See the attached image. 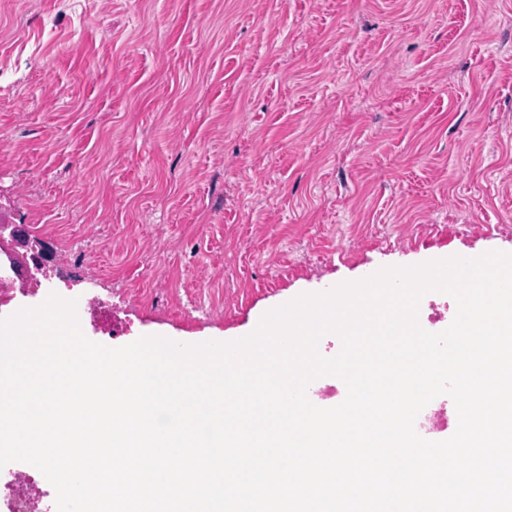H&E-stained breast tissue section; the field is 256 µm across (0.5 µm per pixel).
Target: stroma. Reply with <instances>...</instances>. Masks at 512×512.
I'll use <instances>...</instances> for the list:
<instances>
[{"label": "stroma", "mask_w": 512, "mask_h": 512, "mask_svg": "<svg viewBox=\"0 0 512 512\" xmlns=\"http://www.w3.org/2000/svg\"><path fill=\"white\" fill-rule=\"evenodd\" d=\"M0 215L108 347L512 253V0H0Z\"/></svg>", "instance_id": "1"}]
</instances>
